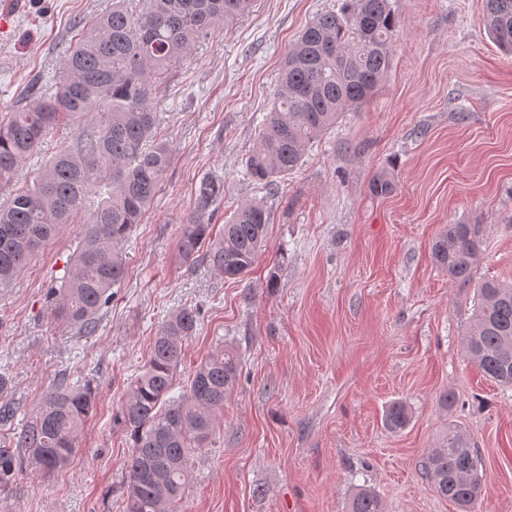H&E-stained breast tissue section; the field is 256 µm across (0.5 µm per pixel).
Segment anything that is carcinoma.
I'll list each match as a JSON object with an SVG mask.
<instances>
[{"mask_svg":"<svg viewBox=\"0 0 512 512\" xmlns=\"http://www.w3.org/2000/svg\"><path fill=\"white\" fill-rule=\"evenodd\" d=\"M132 3L114 0L92 31L66 49L64 75L53 95L0 120V183H9L48 128L67 116L86 118L72 144L56 153L33 185L0 204V289L12 286L57 225L70 224L86 211L85 236L54 295L59 312L89 332L124 277L120 245L153 204L172 162L168 145L153 139L154 79L215 26L248 14L252 0H148L138 12ZM485 21L496 45L511 55L512 0H486ZM396 27L390 0H344L339 10L325 11L305 26L284 56L278 91L258 145L246 159L252 181L275 190L279 179L301 166L313 140L374 94L390 68ZM393 188L385 172L371 179L375 196ZM223 196L224 183L204 182L196 211H206ZM268 223L262 204L242 205L200 257L208 225L192 219L182 225L178 250L186 261L200 257L217 274L240 279L264 246ZM432 255L450 280L469 281L479 255L476 225H446ZM197 323L198 312L184 308L164 324L122 403L121 418L133 441L124 512H173L192 477L195 452L207 447L217 414L238 384L240 356L225 346L195 369L182 396H171L183 342ZM461 348L484 377L512 387L511 285L486 281L478 286ZM94 404L90 382L65 378L32 416L1 434L0 491L10 488L27 459L45 474L66 466ZM409 420L399 402L385 410L390 430L406 427ZM422 470L439 496L460 506L478 500L485 489L471 440L455 424L428 449ZM350 512L385 508L379 494L362 488Z\"/></svg>","mask_w":512,"mask_h":512,"instance_id":"carcinoma-1","label":"carcinoma"}]
</instances>
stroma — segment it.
<instances>
[{"label":"stroma","mask_w":512,"mask_h":512,"mask_svg":"<svg viewBox=\"0 0 512 512\" xmlns=\"http://www.w3.org/2000/svg\"><path fill=\"white\" fill-rule=\"evenodd\" d=\"M341 0H255L211 31L157 81V136L173 161L153 207L121 252L126 276L93 333L55 316L58 287L86 226L62 224L13 287L0 291V374L18 417L61 377L93 380L96 404L68 467L26 468L0 493V512H123L130 437L119 412L162 323L182 308L199 324L184 343L179 381L215 349L236 347L241 376L194 460L178 512H348L356 490L386 512H459L421 469L448 424L480 458L486 493L471 512H512V389L483 377L460 340L478 282L512 284V55L489 35L484 0H392L398 38L373 96L344 113L275 191L245 159L278 86L281 58L317 14ZM112 0H22L0 31V118L34 86L51 95L64 49ZM78 129L64 120L20 166L0 202L33 184ZM388 172L393 193L369 184ZM224 197L204 215L205 178ZM269 213L267 242L244 278L183 261L182 224L218 237L243 203ZM480 227L471 282L432 261L442 227ZM455 396L451 407L440 401ZM403 403L392 431L385 409Z\"/></svg>","instance_id":"35a3bbf8"}]
</instances>
